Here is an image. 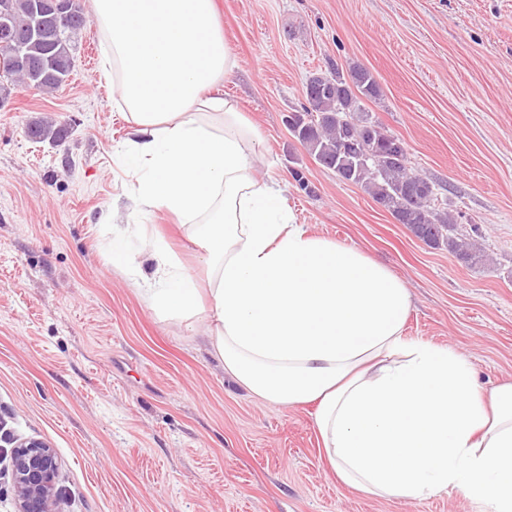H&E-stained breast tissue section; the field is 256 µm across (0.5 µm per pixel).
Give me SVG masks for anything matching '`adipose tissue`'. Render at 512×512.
Masks as SVG:
<instances>
[{"label": "adipose tissue", "mask_w": 512, "mask_h": 512, "mask_svg": "<svg viewBox=\"0 0 512 512\" xmlns=\"http://www.w3.org/2000/svg\"><path fill=\"white\" fill-rule=\"evenodd\" d=\"M101 78L129 125L113 151L137 208L169 213L207 267L199 290L163 240L141 275L161 316L204 317L224 368L258 398L315 404L337 478L409 501L452 489L512 512V382L483 390L455 351L411 340V297L389 267L295 223L288 186L254 174L257 127L215 88L238 67L215 0H90Z\"/></svg>", "instance_id": "adipose-tissue-1"}]
</instances>
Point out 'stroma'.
Returning <instances> with one entry per match:
<instances>
[{"instance_id":"obj_1","label":"stroma","mask_w":512,"mask_h":512,"mask_svg":"<svg viewBox=\"0 0 512 512\" xmlns=\"http://www.w3.org/2000/svg\"><path fill=\"white\" fill-rule=\"evenodd\" d=\"M217 5L238 58L222 91L261 133L258 176L287 181L296 223L405 281L406 336L463 354L484 388L512 381V0ZM99 39L88 23L56 92L12 84L0 102V425L55 449L58 512H476L452 489L407 501L343 485L314 405L258 399L225 372L202 319L157 316L113 266V232L144 257L160 234L207 279L169 216L133 207L112 160L128 125L89 58ZM354 65L383 91L369 112L490 264L429 247L293 138L286 119L306 106L309 76ZM39 118L66 139L33 140Z\"/></svg>"}]
</instances>
